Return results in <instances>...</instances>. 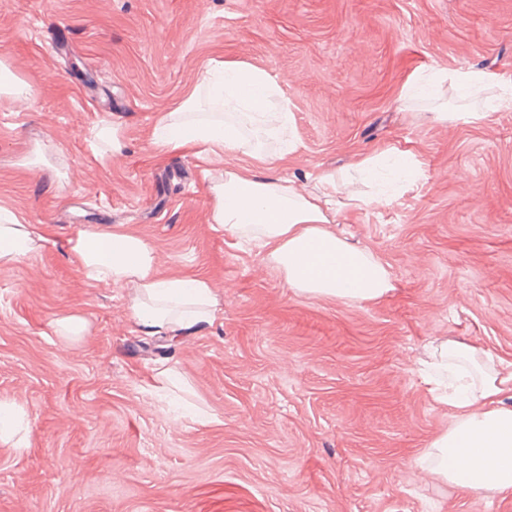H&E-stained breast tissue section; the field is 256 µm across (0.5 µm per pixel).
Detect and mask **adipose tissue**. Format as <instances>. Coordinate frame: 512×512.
Instances as JSON below:
<instances>
[{
	"instance_id": "1",
	"label": "adipose tissue",
	"mask_w": 512,
	"mask_h": 512,
	"mask_svg": "<svg viewBox=\"0 0 512 512\" xmlns=\"http://www.w3.org/2000/svg\"><path fill=\"white\" fill-rule=\"evenodd\" d=\"M450 86L468 94L495 88L499 101L512 102V78L477 66L413 74L402 97L435 99ZM293 125L288 98L267 70L244 60H213L176 106L159 116L153 143L161 151L200 147L224 161L223 173L209 186L212 223L234 237L257 240L294 293L353 303L377 300L392 288L389 270L332 229L336 213L355 200L350 181L319 171L308 188L290 178L245 176L232 164L242 154L262 166L287 165L297 150ZM248 128L277 140L278 151L249 146ZM389 162L406 182L418 179L417 162L395 148L354 155L351 168L370 178ZM47 242L37 225L0 207L1 265L22 261ZM71 250L87 281L134 285L130 309L145 335L166 338L214 317L211 282L196 275L158 276L155 251L142 238L86 230ZM430 358L438 373L433 383L453 412L447 432L433 443L440 458L437 475L464 492L512 494V408L504 404L512 395V371L481 372L483 354L462 341L440 342Z\"/></svg>"
}]
</instances>
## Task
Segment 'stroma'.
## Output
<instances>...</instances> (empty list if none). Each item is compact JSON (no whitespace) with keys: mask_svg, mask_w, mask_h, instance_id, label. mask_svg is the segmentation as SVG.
Here are the masks:
<instances>
[{"mask_svg":"<svg viewBox=\"0 0 512 512\" xmlns=\"http://www.w3.org/2000/svg\"><path fill=\"white\" fill-rule=\"evenodd\" d=\"M218 58L290 99L297 183L358 151L420 161L390 205L333 226L388 267L383 298L294 294L213 228L207 162L154 147ZM0 62L34 90L0 110V207L50 237L0 265V405L27 421L0 440V512H512L433 474L451 412L419 372L448 339L512 363V106L481 124L398 107L418 71L512 77V0H0ZM103 121L124 144L105 159L88 137ZM88 227L143 238L159 276L208 278L214 319L142 335L132 287L82 275L70 241ZM76 313L87 334L56 336Z\"/></svg>","mask_w":512,"mask_h":512,"instance_id":"obj_1","label":"stroma"}]
</instances>
